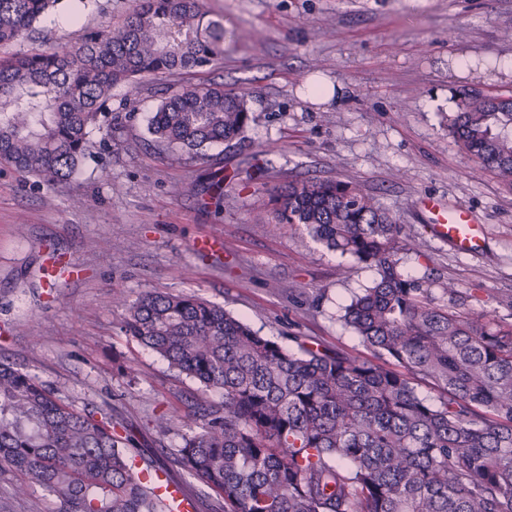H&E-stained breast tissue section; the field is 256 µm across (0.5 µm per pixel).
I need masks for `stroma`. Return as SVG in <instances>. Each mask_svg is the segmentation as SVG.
<instances>
[{"instance_id": "obj_1", "label": "stroma", "mask_w": 512, "mask_h": 512, "mask_svg": "<svg viewBox=\"0 0 512 512\" xmlns=\"http://www.w3.org/2000/svg\"><path fill=\"white\" fill-rule=\"evenodd\" d=\"M224 26V58L149 76L112 91L111 144H96L72 179L48 188L0 164V361L36 375L81 409L111 406L134 429L142 466L181 469L182 402L197 383L125 336L128 300L195 294L280 342L310 336L363 358L371 352L339 316L372 269L327 251L305 229L272 223L271 194L292 179H341L372 195L418 238L402 263L453 281L465 310L505 315L512 297V188L481 169L448 134V115L473 89L512 96V0H206ZM135 0H60L21 50L71 46L122 20ZM204 83L245 91L254 120L244 145L210 148L237 172L220 210L203 207L207 165H172L148 121L172 93ZM266 151L263 176L244 171ZM468 211L482 248L461 256L432 237L419 201ZM83 198L72 207V198ZM223 241L220 262L194 241ZM167 413L171 430L151 422ZM27 475L0 470V512H54Z\"/></svg>"}]
</instances>
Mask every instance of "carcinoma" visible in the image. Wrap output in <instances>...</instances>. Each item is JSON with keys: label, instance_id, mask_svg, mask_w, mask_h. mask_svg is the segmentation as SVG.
<instances>
[{"label": "carcinoma", "instance_id": "cac0c4a2", "mask_svg": "<svg viewBox=\"0 0 512 512\" xmlns=\"http://www.w3.org/2000/svg\"><path fill=\"white\" fill-rule=\"evenodd\" d=\"M60 0H0V46L30 37ZM224 56L205 0H137L117 26L79 44L0 58V164L51 188L75 175L94 134L112 143V90ZM248 99L222 84L165 98L149 131L165 159L209 161L241 145ZM448 132L512 186V100L462 94ZM274 224H298L376 271L340 321L376 361L290 336L287 348L195 295L150 292L123 329L219 399L184 402L179 462L224 512H512V321L473 316L454 284L441 295L402 269L416 239L360 187L292 180ZM440 395L418 394L414 380ZM112 409L81 412L36 376L0 362V468L30 476L56 512H167L142 483Z\"/></svg>", "mask_w": 512, "mask_h": 512}]
</instances>
